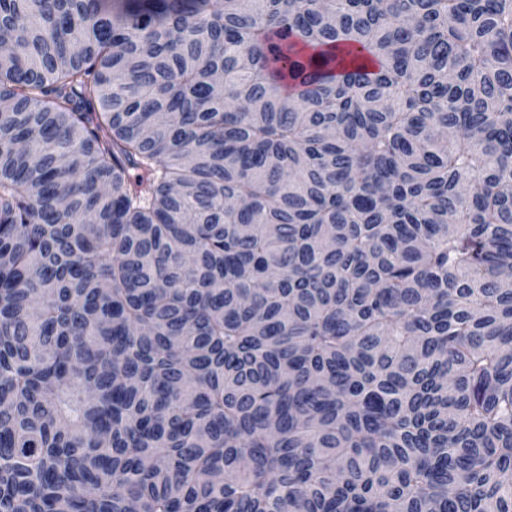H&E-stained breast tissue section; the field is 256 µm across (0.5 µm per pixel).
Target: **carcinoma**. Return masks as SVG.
I'll return each instance as SVG.
<instances>
[{
  "label": "carcinoma",
  "instance_id": "1",
  "mask_svg": "<svg viewBox=\"0 0 512 512\" xmlns=\"http://www.w3.org/2000/svg\"><path fill=\"white\" fill-rule=\"evenodd\" d=\"M0 512H512V0H0Z\"/></svg>",
  "mask_w": 512,
  "mask_h": 512
}]
</instances>
